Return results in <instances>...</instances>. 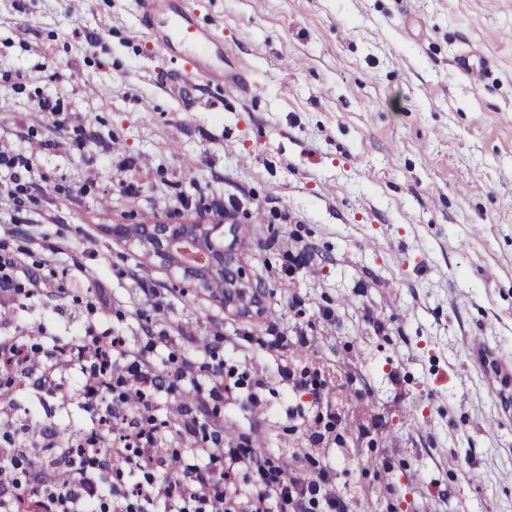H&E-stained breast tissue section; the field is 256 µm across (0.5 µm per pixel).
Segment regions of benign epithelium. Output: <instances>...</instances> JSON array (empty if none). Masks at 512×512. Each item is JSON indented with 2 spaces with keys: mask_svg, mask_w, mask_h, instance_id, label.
<instances>
[{
  "mask_svg": "<svg viewBox=\"0 0 512 512\" xmlns=\"http://www.w3.org/2000/svg\"><path fill=\"white\" fill-rule=\"evenodd\" d=\"M110 233L180 271L190 287L214 294L226 307L248 314L257 306L245 269L224 249L222 224H113Z\"/></svg>",
  "mask_w": 512,
  "mask_h": 512,
  "instance_id": "7a95c632",
  "label": "benign epithelium"
}]
</instances>
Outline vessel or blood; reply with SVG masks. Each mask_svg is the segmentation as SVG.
Segmentation results:
<instances>
[{
    "mask_svg": "<svg viewBox=\"0 0 512 512\" xmlns=\"http://www.w3.org/2000/svg\"><path fill=\"white\" fill-rule=\"evenodd\" d=\"M137 9L141 23L164 53L181 57L187 80L225 79L224 41L215 30L196 24L197 0H178L174 5L168 0H137ZM488 65V59L470 52L454 60L456 70L475 86Z\"/></svg>",
    "mask_w": 512,
    "mask_h": 512,
    "instance_id": "b4317fda",
    "label": "vessel or blood"
}]
</instances>
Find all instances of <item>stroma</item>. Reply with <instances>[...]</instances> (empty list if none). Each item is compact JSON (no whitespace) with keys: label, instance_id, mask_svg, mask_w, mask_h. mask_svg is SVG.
Returning a JSON list of instances; mask_svg holds the SVG:
<instances>
[{"label":"stroma","instance_id":"1","mask_svg":"<svg viewBox=\"0 0 512 512\" xmlns=\"http://www.w3.org/2000/svg\"><path fill=\"white\" fill-rule=\"evenodd\" d=\"M200 9L239 81L184 82L135 0H0V150L33 187L25 209L0 200V249L66 276L0 297V337L38 348L0 389V446L91 427L79 367L51 353L90 325L191 361L157 416L204 400L234 442L326 464L349 512H512V417L479 366L512 369V0ZM468 50L490 61L477 92L452 67ZM216 208L261 287L246 315L108 231ZM324 428L335 445L310 448Z\"/></svg>","mask_w":512,"mask_h":512}]
</instances>
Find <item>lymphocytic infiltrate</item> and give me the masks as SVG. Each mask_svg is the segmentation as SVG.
I'll return each instance as SVG.
<instances>
[{
    "label": "lymphocytic infiltrate",
    "mask_w": 512,
    "mask_h": 512,
    "mask_svg": "<svg viewBox=\"0 0 512 512\" xmlns=\"http://www.w3.org/2000/svg\"><path fill=\"white\" fill-rule=\"evenodd\" d=\"M58 353L77 365L89 363L81 393L103 412L65 452L60 484L45 483L41 471L33 470L27 493H20L9 470L24 451L22 443H13L9 457L0 460V512H16L23 496L42 512H101L105 503L112 512H307L318 502L325 512H344L343 500L327 491V468L313 476L291 473L272 452L230 443L206 448L209 457H223L224 466L203 472L184 464L180 451L164 452L169 423L156 419L152 402L157 393L174 390L184 368L153 364L108 330L73 336ZM114 376L125 381L127 391L121 404L108 406L104 400Z\"/></svg>",
    "instance_id": "obj_1"
}]
</instances>
